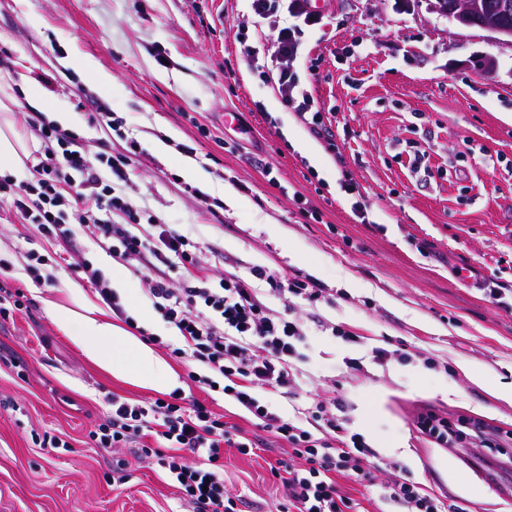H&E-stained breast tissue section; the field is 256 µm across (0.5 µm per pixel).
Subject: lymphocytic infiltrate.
Returning <instances> with one entry per match:
<instances>
[{
  "label": "lymphocytic infiltrate",
  "instance_id": "1",
  "mask_svg": "<svg viewBox=\"0 0 512 512\" xmlns=\"http://www.w3.org/2000/svg\"><path fill=\"white\" fill-rule=\"evenodd\" d=\"M250 2L254 15L267 21L272 31H257L254 41L243 43V56L252 60L267 54L276 68L282 104L293 109L328 150H335L321 108L293 69L303 30L317 24V15L307 0ZM25 125L43 146L33 167L34 180L19 185L11 176L0 175V196L11 198L16 213L39 225L46 237L67 238L75 225L89 226L108 243L113 256L143 259V292L181 337L180 346L171 348V357L194 362L196 368L188 377L198 388L223 391L251 415L255 426L288 445L292 463L278 461L270 467L284 489L288 512H360L359 503L340 491V476L376 486L382 501L405 512H466L462 506L445 505L433 488L412 480L398 463L383 461L361 434L348 428L341 400L314 399L288 420L271 411L262 394L291 399L302 387L293 366L297 345L305 336L302 321L274 311L249 281L233 274L216 283L207 276L187 278L174 287L172 271L196 267L201 246L167 224L153 225L145 236L134 233L138 213L114 188L115 182L127 179L128 159L103 153L89 156L77 149L72 132L40 112L26 117ZM63 183L71 187V195L60 192ZM252 274L281 297L311 305L326 298L325 289L310 278L285 280L262 268ZM103 401L108 410L91 433L95 448L106 454L125 448L135 462L159 467L193 512H236L219 462L225 449L248 455L255 445L234 439L235 428L222 415L197 400L186 407L164 398L132 400L109 392ZM415 427L434 447L482 448L495 462L506 453L504 441L512 439L511 430L483 419H451L432 410L418 414ZM379 465L390 477L378 484L372 471Z\"/></svg>",
  "mask_w": 512,
  "mask_h": 512
}]
</instances>
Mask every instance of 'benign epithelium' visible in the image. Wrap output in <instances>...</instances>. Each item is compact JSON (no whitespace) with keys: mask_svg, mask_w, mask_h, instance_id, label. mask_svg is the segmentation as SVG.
<instances>
[{"mask_svg":"<svg viewBox=\"0 0 512 512\" xmlns=\"http://www.w3.org/2000/svg\"><path fill=\"white\" fill-rule=\"evenodd\" d=\"M428 9L460 26H477L512 43V0H427Z\"/></svg>","mask_w":512,"mask_h":512,"instance_id":"1","label":"benign epithelium"}]
</instances>
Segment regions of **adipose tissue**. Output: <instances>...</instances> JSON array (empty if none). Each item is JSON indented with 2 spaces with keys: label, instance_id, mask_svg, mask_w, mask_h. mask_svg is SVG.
I'll list each match as a JSON object with an SVG mask.
<instances>
[{
  "label": "adipose tissue",
  "instance_id": "obj_1",
  "mask_svg": "<svg viewBox=\"0 0 512 512\" xmlns=\"http://www.w3.org/2000/svg\"><path fill=\"white\" fill-rule=\"evenodd\" d=\"M16 117L0 102V166L23 171L29 156L15 131ZM55 327L99 368L135 386L171 393L182 382L169 361L138 336L112 321V312L94 302L83 289H67L60 300L46 301Z\"/></svg>",
  "mask_w": 512,
  "mask_h": 512
}]
</instances>
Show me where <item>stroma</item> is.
<instances>
[{
    "instance_id": "1",
    "label": "stroma",
    "mask_w": 512,
    "mask_h": 512,
    "mask_svg": "<svg viewBox=\"0 0 512 512\" xmlns=\"http://www.w3.org/2000/svg\"><path fill=\"white\" fill-rule=\"evenodd\" d=\"M258 26L249 0H0V84L22 115L28 88L50 75L45 117L70 113L68 129L89 155L130 157L118 190L199 241L207 274L246 279L262 266L323 285L327 298L314 306L259 286L274 310L292 307L307 333L296 361L303 393L267 396L273 411L288 419L311 395L342 398L351 427L416 481L470 512H512V498L454 452L426 447L413 426L432 410L512 430V400L494 395L512 384V311L480 289L491 279L512 285V46L430 12L425 0H326L297 70L331 122L336 159L243 57L239 37ZM485 55L495 74L475 66ZM88 58L111 75V90L85 69ZM96 102L118 129L92 121ZM187 146L194 179L182 173ZM415 150L427 171L409 168ZM345 181L357 186L368 223ZM201 191L237 204L206 212ZM31 249L42 265L31 266ZM110 256L92 231L48 239L0 201V258L9 263L0 280L27 298L0 318V512H191L174 482L147 465L113 483L116 456L99 454L90 438L106 412L102 393L148 392L98 369L41 304L74 286L95 295L78 263L108 279ZM328 323L361 343L331 336ZM375 346L409 359L368 362L367 377L353 375L346 359ZM428 357L438 369L425 366ZM193 368L177 366L183 405L209 403L259 444L253 456L224 451V484L240 512H279L284 490L267 463L284 457L283 443L228 412L222 393L201 391L187 378ZM54 436L71 451L42 448Z\"/></svg>"
}]
</instances>
